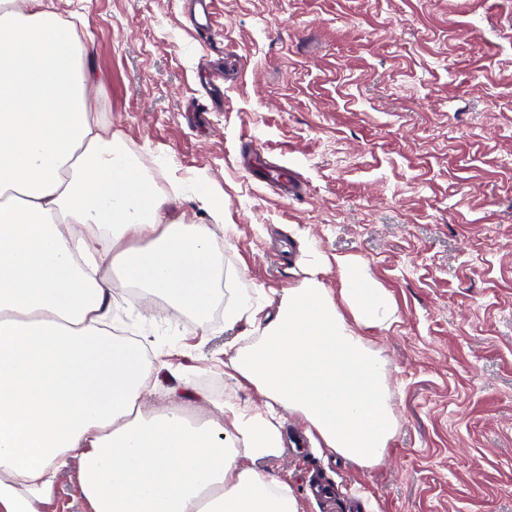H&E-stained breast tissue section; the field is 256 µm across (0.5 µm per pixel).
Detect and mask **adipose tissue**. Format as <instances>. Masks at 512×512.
Wrapping results in <instances>:
<instances>
[{
    "label": "adipose tissue",
    "mask_w": 512,
    "mask_h": 512,
    "mask_svg": "<svg viewBox=\"0 0 512 512\" xmlns=\"http://www.w3.org/2000/svg\"><path fill=\"white\" fill-rule=\"evenodd\" d=\"M92 72L56 0H0V512H41L78 465L89 512H301L287 484L242 466L281 454L284 412L358 467L379 464L399 429L387 363L357 332L396 304L366 264L340 257L342 288L317 278L276 313L242 290L225 321L261 338L224 351L227 375L263 407L172 393L143 412L152 382L140 343L115 335L113 276L207 315L224 280L209 224L170 218L159 190L87 110Z\"/></svg>",
    "instance_id": "ef3b65f1"
}]
</instances>
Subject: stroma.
<instances>
[{
	"label": "stroma",
	"mask_w": 512,
	"mask_h": 512,
	"mask_svg": "<svg viewBox=\"0 0 512 512\" xmlns=\"http://www.w3.org/2000/svg\"><path fill=\"white\" fill-rule=\"evenodd\" d=\"M97 84L88 109L176 197L171 219L209 224L224 202L223 305L234 290L317 275L341 286L357 257L397 319L362 334L389 367L400 428L363 470L297 418L280 456L252 461L303 512H512V0H214L202 40L183 0H63ZM232 64L224 105L197 102L203 65ZM258 146L303 184L284 201L240 157ZM120 296L117 331L166 363L148 406L223 376L252 338L224 310L175 317Z\"/></svg>",
	"instance_id": "obj_1"
}]
</instances>
